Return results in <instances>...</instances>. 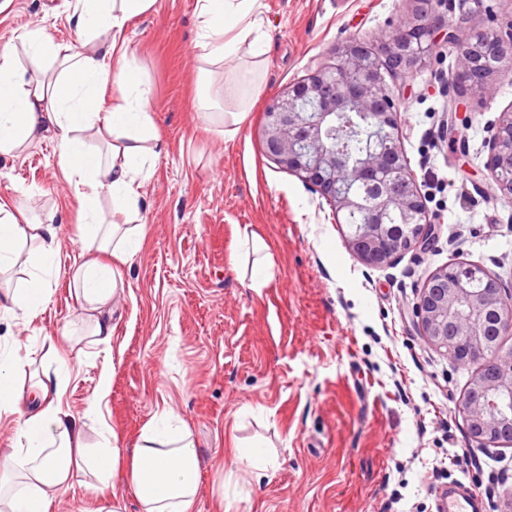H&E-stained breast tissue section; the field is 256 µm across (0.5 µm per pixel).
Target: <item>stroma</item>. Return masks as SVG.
I'll list each match as a JSON object with an SVG mask.
<instances>
[{"instance_id": "1", "label": "stroma", "mask_w": 512, "mask_h": 512, "mask_svg": "<svg viewBox=\"0 0 512 512\" xmlns=\"http://www.w3.org/2000/svg\"><path fill=\"white\" fill-rule=\"evenodd\" d=\"M268 38L262 88L238 134L224 140L198 118L221 99L223 64L200 56L198 0H155L124 29L161 142L141 190L140 251L124 266L112 338L63 336L79 313L72 281L54 279L40 316L0 318V345L18 348L30 381L48 345L67 360L61 405L85 416L102 373L111 390L103 425L133 447L162 410L184 422L202 468L194 512H437L438 494L470 484L484 512H501L512 447L473 448L460 401L477 365L453 362L422 336L415 306L427 277L453 262L496 274L512 289V196L486 170L491 128L512 110V79L494 95L460 97L458 54L439 45L398 79L402 142L435 239L390 265L365 266L349 228L263 146L264 112L350 38L377 40L413 0H263ZM75 0H9L0 44L41 27L54 42L82 35ZM0 201L61 226L60 261L90 258L77 236L79 200L62 177L56 138L0 155ZM268 245L275 277L254 291L230 265L238 229ZM263 438L277 466L262 482L233 462Z\"/></svg>"}]
</instances>
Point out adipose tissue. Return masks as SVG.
Wrapping results in <instances>:
<instances>
[{
    "mask_svg": "<svg viewBox=\"0 0 512 512\" xmlns=\"http://www.w3.org/2000/svg\"><path fill=\"white\" fill-rule=\"evenodd\" d=\"M155 0H76L77 28L106 35L91 48L53 43L33 28L0 45V155L22 150L46 131H54L58 164L74 185L80 203L79 238L85 247L111 252L112 263L92 259L75 269L71 280L82 303L80 320L96 342L112 337V302L125 288L120 271L140 249L144 237L137 224L141 189L148 177L147 160L161 145L146 107L139 70L128 59L122 34L128 20L149 10ZM201 46L212 62L230 64L224 79V108L216 112L209 97L199 101L203 124L218 126L231 139L246 117L250 95L261 87V56L268 37L262 0H199ZM61 59L64 69L54 80L44 73L26 74L20 57ZM117 84L121 96L111 111L93 104L100 91ZM107 139L101 152L87 136ZM112 200L117 219L105 222L101 196ZM34 243L27 276L11 283L8 275L25 243ZM253 255L249 286L261 291L274 277L268 247L256 234L239 231L233 263ZM61 270L59 227L43 221H19L15 210L0 203V316L32 321L44 310L50 283ZM20 358L0 351V416L17 418L12 447L0 450V512H48L54 493L68 488L78 475L108 483L125 467L138 512H193L201 459L185 425L165 410L147 424L130 448L103 440L83 442L87 422L102 419L101 406L110 393L109 375H102L87 419L65 411L59 401L63 379L56 348H48L42 371L30 385L20 384Z\"/></svg>",
    "mask_w": 512,
    "mask_h": 512,
    "instance_id": "ef3b65f1",
    "label": "adipose tissue"
}]
</instances>
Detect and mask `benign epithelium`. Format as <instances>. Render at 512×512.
Returning <instances> with one entry per match:
<instances>
[{"instance_id": "obj_1", "label": "benign epithelium", "mask_w": 512, "mask_h": 512, "mask_svg": "<svg viewBox=\"0 0 512 512\" xmlns=\"http://www.w3.org/2000/svg\"><path fill=\"white\" fill-rule=\"evenodd\" d=\"M416 8L386 32L377 45L351 38L336 46L331 62L317 66L265 112V153L281 168L312 186L334 213L367 216L348 237L366 266H387L404 250L427 248L434 225L401 143L398 106L390 81L422 67L439 43L454 47L462 60L456 75L460 95L490 94L512 74V17L489 15L482 24L455 21L440 11L441 0H415ZM367 114L385 145L368 149L349 163L358 190L339 187L336 144L327 129L336 113ZM493 182L512 196V111L503 112L488 142ZM482 288H471L474 281ZM421 333L459 365L479 364L461 401L468 435L476 448L512 446V292L482 268L455 262L433 272L415 306Z\"/></svg>"}]
</instances>
